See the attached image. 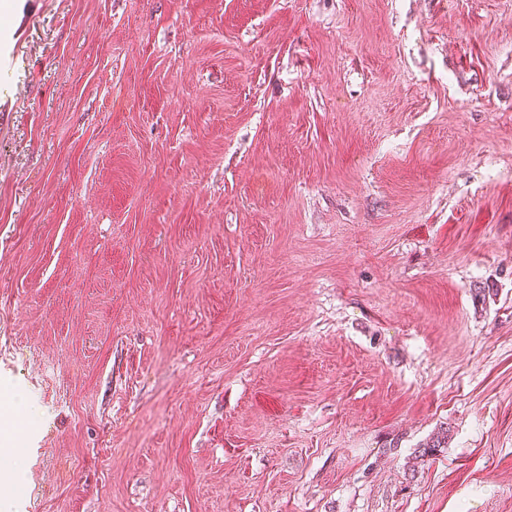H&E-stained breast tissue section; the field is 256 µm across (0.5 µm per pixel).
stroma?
<instances>
[{"mask_svg": "<svg viewBox=\"0 0 512 512\" xmlns=\"http://www.w3.org/2000/svg\"><path fill=\"white\" fill-rule=\"evenodd\" d=\"M7 19L11 512H512V0Z\"/></svg>", "mask_w": 512, "mask_h": 512, "instance_id": "stroma-1", "label": "stroma"}]
</instances>
